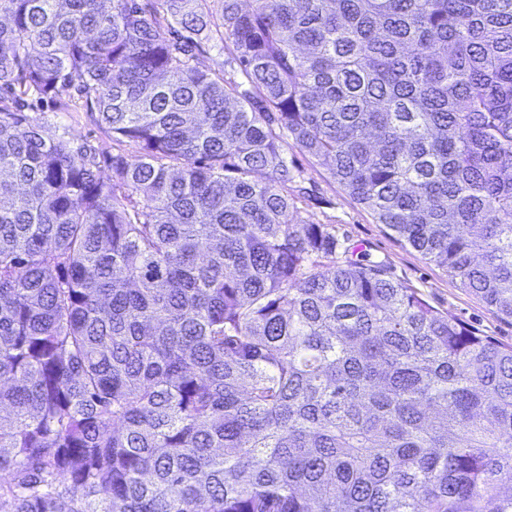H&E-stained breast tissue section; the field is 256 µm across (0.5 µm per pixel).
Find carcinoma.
<instances>
[{
    "mask_svg": "<svg viewBox=\"0 0 512 512\" xmlns=\"http://www.w3.org/2000/svg\"><path fill=\"white\" fill-rule=\"evenodd\" d=\"M286 134L512 318V0H0V512H512V347L336 262ZM198 58L200 67L212 70L224 69L227 76L231 75L238 82L245 83V78L241 73V69L233 59L232 49L229 43H224L223 48L220 41H212L208 47H206V52ZM67 106L59 108L52 103H37L26 110L30 116L42 122L50 132L65 134L75 144L87 142L105 155L124 153L129 157L137 155V148L130 142H118L112 134L100 126L95 115L86 112L82 99L64 97Z\"/></svg>",
    "mask_w": 512,
    "mask_h": 512,
    "instance_id": "1",
    "label": "carcinoma"
}]
</instances>
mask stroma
<instances>
[{"label":"stroma","mask_w":512,"mask_h":512,"mask_svg":"<svg viewBox=\"0 0 512 512\" xmlns=\"http://www.w3.org/2000/svg\"><path fill=\"white\" fill-rule=\"evenodd\" d=\"M29 114L50 132L65 135L74 143H89L105 155L122 153L135 156L130 142L113 140L87 112L83 100L68 98L66 106L37 103ZM285 153L289 164L300 173L298 185L306 193L299 208L303 219L330 225L341 248L354 255L368 254L370 260L385 263L391 277L415 288L436 309L448 313L477 335L486 336L502 346H512V319L498 314L482 298L447 272L425 260L420 253L400 241L385 225L376 223L370 212L352 200L343 188L310 157L287 140Z\"/></svg>","instance_id":"stroma-1"}]
</instances>
